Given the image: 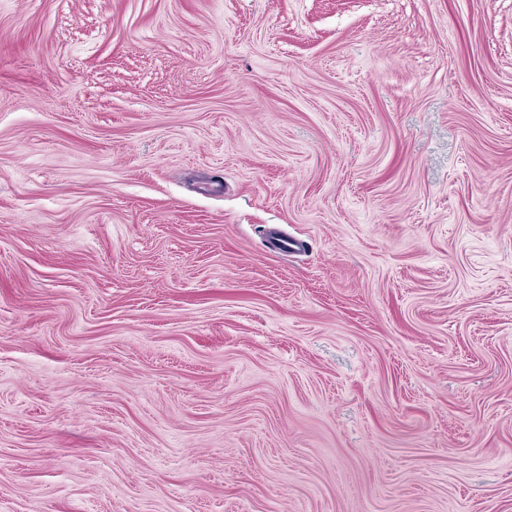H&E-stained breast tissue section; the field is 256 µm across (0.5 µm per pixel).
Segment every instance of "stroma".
<instances>
[{
	"label": "stroma",
	"instance_id": "1",
	"mask_svg": "<svg viewBox=\"0 0 512 512\" xmlns=\"http://www.w3.org/2000/svg\"><path fill=\"white\" fill-rule=\"evenodd\" d=\"M0 512H512V0H0Z\"/></svg>",
	"mask_w": 512,
	"mask_h": 512
}]
</instances>
